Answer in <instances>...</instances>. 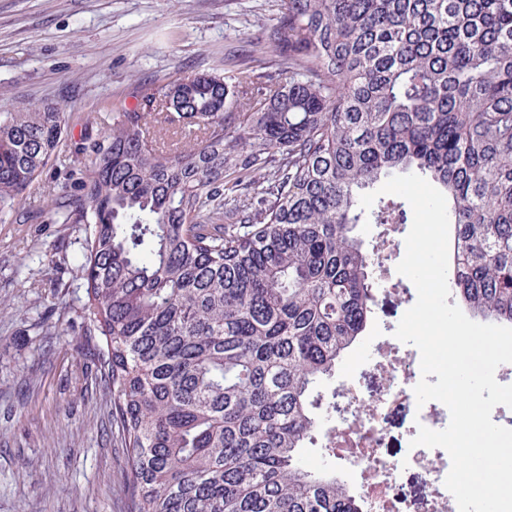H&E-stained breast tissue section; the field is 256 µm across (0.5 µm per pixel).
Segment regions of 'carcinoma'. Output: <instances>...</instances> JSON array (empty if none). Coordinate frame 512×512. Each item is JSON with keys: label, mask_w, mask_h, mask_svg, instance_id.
I'll list each match as a JSON object with an SVG mask.
<instances>
[{"label": "carcinoma", "mask_w": 512, "mask_h": 512, "mask_svg": "<svg viewBox=\"0 0 512 512\" xmlns=\"http://www.w3.org/2000/svg\"><path fill=\"white\" fill-rule=\"evenodd\" d=\"M267 43L88 115L36 211L65 113H0V213L83 225L129 512H363L300 450L378 305L355 228L408 223L360 206L384 175L446 194L455 304L512 325V0H285ZM56 166H49L42 176L38 178L33 186L25 194V206L29 209H39L43 206L44 191L48 190L47 187L51 186V189L55 187L56 191H60L61 183L63 182V176L60 177V163L57 161ZM60 177V179H59Z\"/></svg>", "instance_id": "carcinoma-1"}]
</instances>
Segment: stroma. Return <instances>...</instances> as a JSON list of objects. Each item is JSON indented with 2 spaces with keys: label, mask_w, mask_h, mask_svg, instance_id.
<instances>
[{
  "label": "stroma",
  "mask_w": 512,
  "mask_h": 512,
  "mask_svg": "<svg viewBox=\"0 0 512 512\" xmlns=\"http://www.w3.org/2000/svg\"><path fill=\"white\" fill-rule=\"evenodd\" d=\"M283 0H0V112L55 103L74 148L86 113L134 104L140 84L222 63L272 25ZM72 224L0 220V512H127L126 450L112 427L100 337L83 328ZM414 285L380 301L320 391L393 335Z\"/></svg>",
  "instance_id": "35a3bbf8"
}]
</instances>
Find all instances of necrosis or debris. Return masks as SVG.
I'll use <instances>...</instances> for the list:
<instances>
[{
    "instance_id": "4bbe7bcc",
    "label": "necrosis or debris",
    "mask_w": 512,
    "mask_h": 512,
    "mask_svg": "<svg viewBox=\"0 0 512 512\" xmlns=\"http://www.w3.org/2000/svg\"><path fill=\"white\" fill-rule=\"evenodd\" d=\"M368 371L380 380L373 396L363 395L352 382L339 385L336 395L344 400L346 415L320 435L330 455L347 461L359 475L365 512H458L455 498L444 485L451 468L445 449L407 448L394 459L381 453L385 420L392 412L404 415L413 435L422 426L441 430L449 424L450 413L443 403L420 405L414 398L422 377L418 350L389 338L375 351ZM412 468L424 471L428 491L419 499L399 500L395 489L401 475Z\"/></svg>"
}]
</instances>
